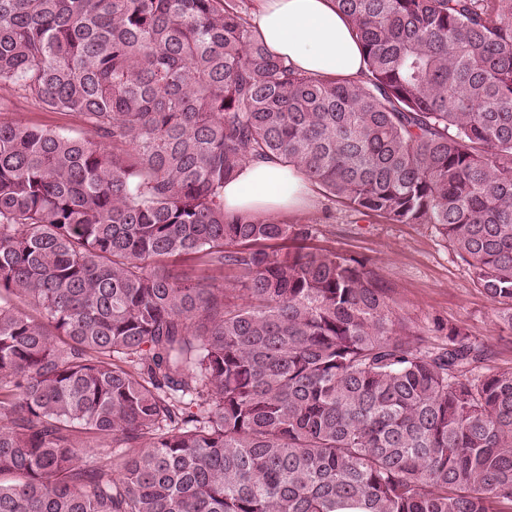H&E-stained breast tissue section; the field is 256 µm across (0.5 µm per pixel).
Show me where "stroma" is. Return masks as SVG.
Returning <instances> with one entry per match:
<instances>
[{"label": "stroma", "mask_w": 512, "mask_h": 512, "mask_svg": "<svg viewBox=\"0 0 512 512\" xmlns=\"http://www.w3.org/2000/svg\"><path fill=\"white\" fill-rule=\"evenodd\" d=\"M0 120L72 134L82 131L76 115L50 111L35 100L16 96L0 112ZM275 218L313 225L310 247L366 261L388 286L398 315L427 343H444L442 327L460 326L473 340L488 345V368L512 367V324L475 288L468 266L433 225L390 224L344 206L315 186L302 208L276 213Z\"/></svg>", "instance_id": "obj_1"}]
</instances>
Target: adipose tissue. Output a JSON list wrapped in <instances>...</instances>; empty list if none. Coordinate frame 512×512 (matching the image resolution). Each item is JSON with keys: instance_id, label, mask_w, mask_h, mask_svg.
Listing matches in <instances>:
<instances>
[{"instance_id": "adipose-tissue-1", "label": "adipose tissue", "mask_w": 512, "mask_h": 512, "mask_svg": "<svg viewBox=\"0 0 512 512\" xmlns=\"http://www.w3.org/2000/svg\"><path fill=\"white\" fill-rule=\"evenodd\" d=\"M260 39L294 67L313 75L356 78L363 69L360 45L331 0H263L254 19ZM309 184L276 159L254 160L224 186L229 213H261L300 207Z\"/></svg>"}]
</instances>
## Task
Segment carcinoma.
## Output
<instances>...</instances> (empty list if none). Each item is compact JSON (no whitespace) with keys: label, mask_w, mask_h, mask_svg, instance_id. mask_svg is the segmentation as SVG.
I'll return each instance as SVG.
<instances>
[{"label":"carcinoma","mask_w":512,"mask_h":512,"mask_svg":"<svg viewBox=\"0 0 512 512\" xmlns=\"http://www.w3.org/2000/svg\"><path fill=\"white\" fill-rule=\"evenodd\" d=\"M332 2L358 79L248 0H0V89L86 130L0 120V512H512V368L426 344L311 225L224 211L276 157L434 225L512 323V0Z\"/></svg>","instance_id":"carcinoma-1"}]
</instances>
